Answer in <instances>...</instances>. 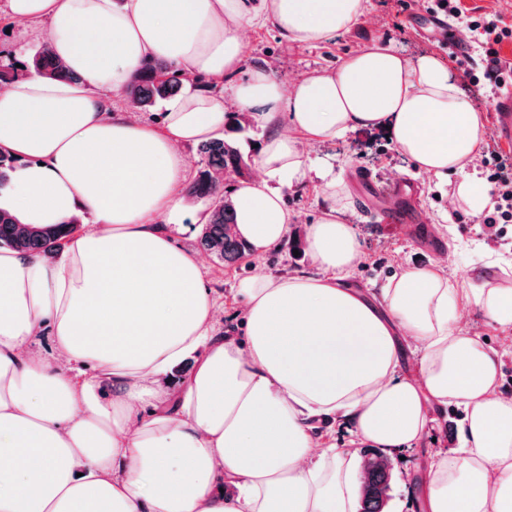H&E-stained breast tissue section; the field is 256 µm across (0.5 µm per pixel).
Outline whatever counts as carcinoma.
Here are the masks:
<instances>
[{
  "label": "carcinoma",
  "instance_id": "1",
  "mask_svg": "<svg viewBox=\"0 0 512 512\" xmlns=\"http://www.w3.org/2000/svg\"><path fill=\"white\" fill-rule=\"evenodd\" d=\"M30 73L46 78L80 80L78 75L66 71L45 44L31 60L22 62V67L18 68L13 63L1 66L0 84ZM187 82L192 83L196 91L212 88L210 83L193 79L165 62L148 63L135 74L127 90L128 100L136 109L147 112L177 95ZM250 128V123L240 113L234 112L224 136L197 144L201 166L186 189L188 196L206 205V222L200 236L202 249L226 266L236 264L249 252L247 243L234 232L236 213L224 188L225 179L243 176L251 161L250 153L244 149V145L251 142L248 136ZM77 223L79 219L75 217L66 224L20 231L15 218L8 211L0 209V246L49 255L63 247L66 238L75 232ZM364 471L361 512H384V500L389 489L388 467L381 465L373 456L365 461Z\"/></svg>",
  "mask_w": 512,
  "mask_h": 512
}]
</instances>
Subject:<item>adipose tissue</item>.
<instances>
[{"label":"adipose tissue","instance_id":"1","mask_svg":"<svg viewBox=\"0 0 512 512\" xmlns=\"http://www.w3.org/2000/svg\"><path fill=\"white\" fill-rule=\"evenodd\" d=\"M44 22L72 83L24 76L0 90V149L18 165L0 205L20 224L93 219L60 259L0 249V512H358V441L412 447L432 416L464 413L462 446L424 482L426 512H512V394L503 354L459 328L473 308L512 326V276L456 282L442 266L408 268L369 299L343 279L360 250L343 219V185L303 146L384 128L417 173L461 174L473 214L483 122L438 58L391 45L283 85L244 70L247 28L270 25L306 48L350 31L369 0H8ZM234 78L231 100L195 91L159 124L112 109L144 63ZM266 128L258 181L231 194L254 254L288 235L284 188L318 180L328 203L309 224L315 276L239 281L241 331L217 335L203 263L171 232L189 182L185 145L223 134L229 104ZM50 336V352L37 347ZM420 351L399 374L400 338ZM197 354L175 389L159 379Z\"/></svg>","mask_w":512,"mask_h":512}]
</instances>
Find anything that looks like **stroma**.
Masks as SVG:
<instances>
[{
	"instance_id": "obj_1",
	"label": "stroma",
	"mask_w": 512,
	"mask_h": 512,
	"mask_svg": "<svg viewBox=\"0 0 512 512\" xmlns=\"http://www.w3.org/2000/svg\"><path fill=\"white\" fill-rule=\"evenodd\" d=\"M423 3L371 0L367 18L336 40L316 47L296 48L283 42L272 27L254 28L248 35L243 67L264 68L277 81L289 85L312 71L337 67L349 54L378 41L396 46L411 59L433 54L447 61L465 98L482 115L484 140H493L490 87L470 81L458 62L449 59L447 48L434 30L424 28ZM46 38V24L15 21L8 14L7 0H0V66L30 55ZM306 150L311 157L340 168L343 177L359 170L370 171L383 181L404 177L419 193L420 206L412 225L376 223L360 201H353L346 219L355 230L360 259L347 275V285L375 291L399 276L403 268L427 267L442 257L447 260L448 273L460 279L485 271L496 260L512 262V223L500 225L499 236H490L481 217L471 215L466 207H451L449 195L455 191L459 176L439 179L416 174L411 162L383 132L361 130L334 144L307 145ZM284 199L294 217L288 241L261 257L245 255L230 267L211 256L205 259V280L223 308L219 330L235 328V316L241 308L236 287L255 268L274 276L318 272L308 252L293 253L290 242L304 238L308 224L325 206L326 196L318 182L308 181L285 189ZM461 418V411L453 407L437 414L417 446L404 454L391 455L384 512H424V475L438 453H452L460 447Z\"/></svg>"
}]
</instances>
